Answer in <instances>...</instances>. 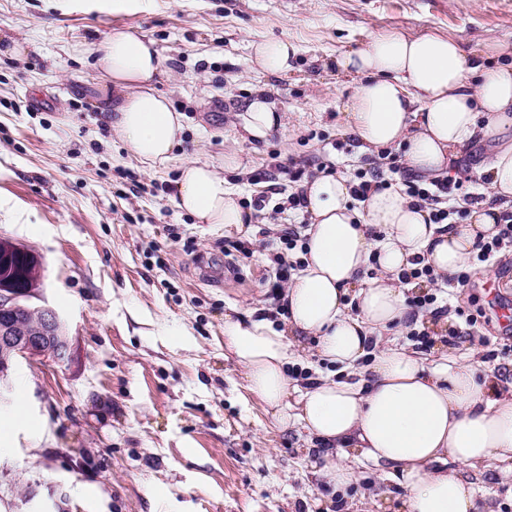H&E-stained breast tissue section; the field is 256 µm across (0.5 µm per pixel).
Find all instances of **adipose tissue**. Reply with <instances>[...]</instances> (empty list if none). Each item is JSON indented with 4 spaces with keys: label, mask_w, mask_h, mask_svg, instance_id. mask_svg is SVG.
I'll return each mask as SVG.
<instances>
[{
    "label": "adipose tissue",
    "mask_w": 512,
    "mask_h": 512,
    "mask_svg": "<svg viewBox=\"0 0 512 512\" xmlns=\"http://www.w3.org/2000/svg\"><path fill=\"white\" fill-rule=\"evenodd\" d=\"M497 65L482 53H465L450 36L389 31L372 35L366 48L337 60L357 76L346 103L349 129L368 150L405 148V164L429 177L447 174L458 148L479 136L492 139L512 126V42L491 44ZM95 66L120 97L106 121L135 158L151 168L178 164L172 199L200 224L244 232L252 221L225 172L241 169L238 155L219 163H177L183 116L155 88L162 59L152 41L121 29L108 31L95 48ZM297 46L287 39L255 43L251 62L265 75L287 73ZM244 129L265 137L282 123L264 92L243 105ZM482 173L496 196L512 200V143H503ZM310 219L304 234L303 269L282 295L283 329L262 317H224V347L244 370L246 388L281 428L301 424L329 450L320 470L328 486L353 479L348 447L391 465L405 491L403 512H477L476 488L461 468L493 459L512 464V393L470 363L427 365L417 352L384 342V332L409 316L405 291L395 279L423 259L448 276L469 264L478 237L496 232L485 203L471 205L465 223L442 230L428 210L393 189L373 193L365 210L352 206L351 183L322 174L303 186ZM380 227L376 239L370 226ZM377 275L362 280L368 264ZM356 295L358 314L347 311ZM295 336H310L321 361L355 368L372 355L370 381L316 378L297 392L288 373Z\"/></svg>",
    "instance_id": "obj_1"
}]
</instances>
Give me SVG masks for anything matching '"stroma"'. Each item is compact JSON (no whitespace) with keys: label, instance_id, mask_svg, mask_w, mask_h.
Returning <instances> with one entry per match:
<instances>
[{"label":"stroma","instance_id":"obj_1","mask_svg":"<svg viewBox=\"0 0 512 512\" xmlns=\"http://www.w3.org/2000/svg\"><path fill=\"white\" fill-rule=\"evenodd\" d=\"M151 40L156 82L184 116L187 161L238 154L227 174L250 205V235L198 224L171 199L175 167L150 170L113 138L110 89L94 47L113 28ZM391 28L432 31L472 53L512 41V0H150L116 13L102 0H0V236L34 251L42 298L67 321L71 359L19 361L0 400V512H394L403 489L358 453L341 490L319 477L321 445L281 428L224 350V314L281 324L263 230L302 228L279 167L325 166L354 178L360 152L344 101L356 84L338 58ZM288 39V73H255L253 43ZM22 43L23 57L9 56ZM273 98L284 124L256 140L241 105ZM468 286L439 294L425 318L427 361L464 359L512 386V347L495 320L512 306V259L469 266ZM475 326H467L466 317ZM472 331L453 346L451 333ZM22 419H15L16 407ZM478 512H512V476L474 470Z\"/></svg>","mask_w":512,"mask_h":512}]
</instances>
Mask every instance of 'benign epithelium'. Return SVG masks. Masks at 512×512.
Instances as JSON below:
<instances>
[{
	"instance_id": "benign-epithelium-1",
	"label": "benign epithelium",
	"mask_w": 512,
	"mask_h": 512,
	"mask_svg": "<svg viewBox=\"0 0 512 512\" xmlns=\"http://www.w3.org/2000/svg\"><path fill=\"white\" fill-rule=\"evenodd\" d=\"M42 278L26 288H16L11 279L0 275V398L17 361L31 363L63 362L70 356L71 336L66 320L53 306L36 304ZM24 311L39 314L41 326L30 334L19 322Z\"/></svg>"
}]
</instances>
